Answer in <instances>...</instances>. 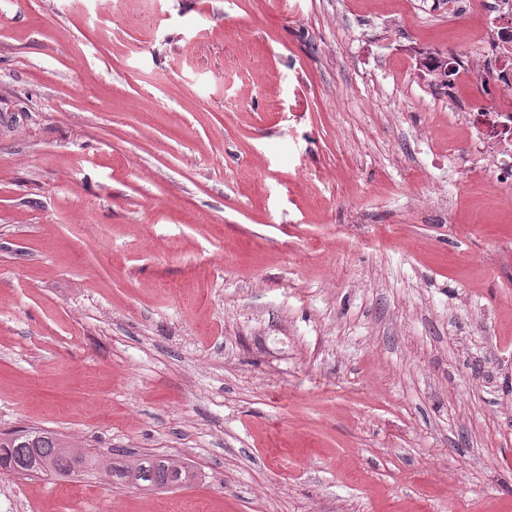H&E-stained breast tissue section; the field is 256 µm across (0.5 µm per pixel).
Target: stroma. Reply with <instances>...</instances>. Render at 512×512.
<instances>
[{
	"mask_svg": "<svg viewBox=\"0 0 512 512\" xmlns=\"http://www.w3.org/2000/svg\"><path fill=\"white\" fill-rule=\"evenodd\" d=\"M433 0H0V512H512V196ZM474 45L475 41L465 42L460 46H456L449 50L450 55L448 57H445L442 53L434 49H426L420 52V55L424 56L420 70L424 73H431L432 77L440 82V84L437 83V86L441 87V89L448 87L449 90L462 83L471 82L473 71L470 57ZM448 62H451L449 64L450 67H448ZM451 66L455 68V72L450 78V74L453 72ZM448 78H450L451 81ZM94 466L91 456L75 453L51 431L32 430L0 437L1 471L69 476ZM112 484L131 485L152 491L193 484L196 471L184 462L167 457L144 455L135 460L116 459L108 467ZM111 477H106L111 482Z\"/></svg>",
	"mask_w": 512,
	"mask_h": 512,
	"instance_id": "stroma-1",
	"label": "stroma"
}]
</instances>
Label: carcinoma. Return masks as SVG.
Returning a JSON list of instances; mask_svg holds the SVG:
<instances>
[{"instance_id": "1", "label": "carcinoma", "mask_w": 512, "mask_h": 512, "mask_svg": "<svg viewBox=\"0 0 512 512\" xmlns=\"http://www.w3.org/2000/svg\"><path fill=\"white\" fill-rule=\"evenodd\" d=\"M420 55L423 56L421 71L431 73L439 81V87H447L453 72L448 58L434 49H426ZM94 466L91 456L74 452L51 431L32 430L0 437V469L3 471L69 476ZM109 470L112 483L144 491L190 485L197 478L196 471L184 462L151 455L132 461L116 459Z\"/></svg>"}]
</instances>
